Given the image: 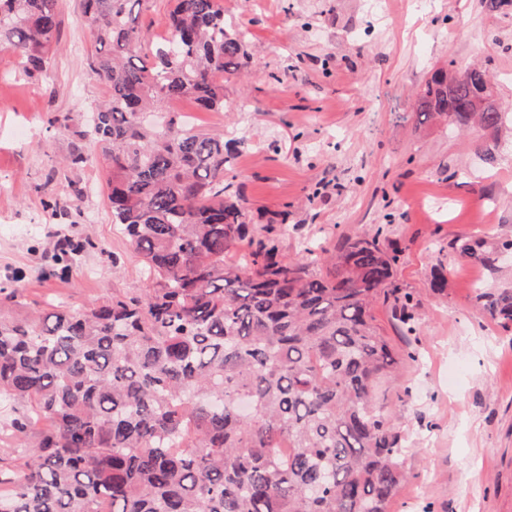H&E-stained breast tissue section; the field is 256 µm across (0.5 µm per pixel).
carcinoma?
Masks as SVG:
<instances>
[{
  "label": "carcinoma",
  "instance_id": "obj_1",
  "mask_svg": "<svg viewBox=\"0 0 512 512\" xmlns=\"http://www.w3.org/2000/svg\"><path fill=\"white\" fill-rule=\"evenodd\" d=\"M145 0H82L93 71L110 88L87 126L108 161L106 202L140 257L146 288L88 307L0 315L3 431L23 449L0 478V512H390L414 477L408 437L379 403L399 366L371 309L397 256L383 229L334 252L293 259L255 237L235 186L239 154L224 135L188 126L168 104L224 110V79L248 66L247 35L220 0H175L168 36L138 27ZM59 0H0V50L19 75L44 70ZM436 69L419 96L426 119L489 135L512 124L478 68ZM94 247L57 249L68 275ZM454 253L491 271L512 238H459ZM476 304L512 323V286L475 285Z\"/></svg>",
  "mask_w": 512,
  "mask_h": 512
}]
</instances>
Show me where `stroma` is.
I'll return each mask as SVG.
<instances>
[{"label": "stroma", "instance_id": "35a3bbf8", "mask_svg": "<svg viewBox=\"0 0 512 512\" xmlns=\"http://www.w3.org/2000/svg\"><path fill=\"white\" fill-rule=\"evenodd\" d=\"M224 15L248 33V76L225 80L223 112L186 99L171 109L244 139L234 183L251 219L287 213L283 254L305 239L332 249L382 229L399 255L393 283L414 298L412 335L392 302L372 310L404 358L382 399L412 439L415 476L391 512H512V325L473 300L474 285L496 275L448 248L456 237L512 235V132L491 167L447 125L416 118L419 91L450 61L486 69L512 113V9L386 0L377 16L367 0H224ZM59 19L39 80L18 76L15 55L0 51V283H17L16 318L145 286L106 205L101 152L81 134V115L110 93L92 70V27L80 0H59ZM76 153L85 163L72 164ZM60 230L99 244L66 277L52 273ZM439 268L441 292L430 286Z\"/></svg>", "mask_w": 512, "mask_h": 512}]
</instances>
